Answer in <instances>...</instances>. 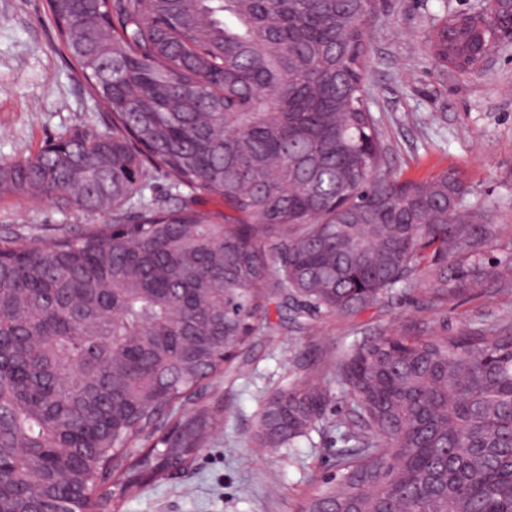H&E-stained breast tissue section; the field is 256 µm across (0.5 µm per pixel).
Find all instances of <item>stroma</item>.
<instances>
[{"label":"stroma","mask_w":512,"mask_h":512,"mask_svg":"<svg viewBox=\"0 0 512 512\" xmlns=\"http://www.w3.org/2000/svg\"><path fill=\"white\" fill-rule=\"evenodd\" d=\"M484 0H375L369 27V106L378 117L390 166L403 179L449 170L468 187V204L493 217L496 236L481 249L512 261V35L499 38L482 67H442L426 36L446 16L481 11ZM45 0H0V160L36 154L64 134L102 129L82 80L58 53ZM108 212L80 214L53 200L0 196V234L45 238L57 229L108 224ZM260 330L235 360L236 380L213 378L198 405L218 411L212 440L187 469L165 473L120 512H299L343 449L335 431L292 448L252 441L272 394L312 379L334 386L339 353L389 334L454 335L512 329V281L492 278L444 305L420 288L354 317H295L269 305Z\"/></svg>","instance_id":"35a3bbf8"}]
</instances>
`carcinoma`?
Here are the masks:
<instances>
[{
	"label": "carcinoma",
	"instance_id": "1",
	"mask_svg": "<svg viewBox=\"0 0 512 512\" xmlns=\"http://www.w3.org/2000/svg\"><path fill=\"white\" fill-rule=\"evenodd\" d=\"M107 130L0 161V194L112 212L42 241L0 235V512H114L192 464L196 405L280 297L355 316L417 284L445 303L512 265L452 258L496 225L455 173L388 170L368 105L371 0H46ZM454 15L427 37L468 72L488 44ZM162 176L167 194L145 199ZM224 203V215L198 208ZM331 392L271 395L255 443L334 427L347 447L302 512H512V331L390 334Z\"/></svg>",
	"mask_w": 512,
	"mask_h": 512
}]
</instances>
